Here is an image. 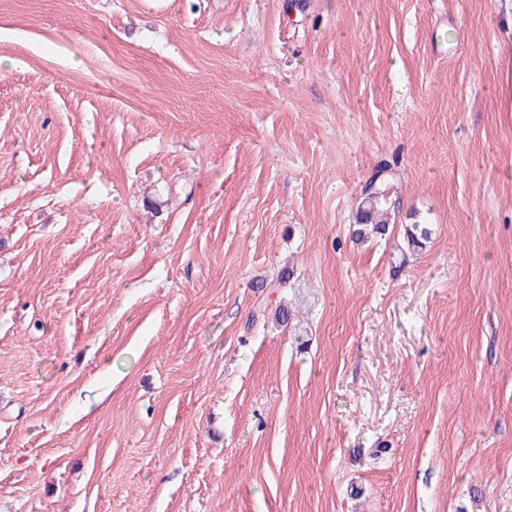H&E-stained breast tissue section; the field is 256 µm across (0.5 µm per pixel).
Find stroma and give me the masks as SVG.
I'll return each instance as SVG.
<instances>
[{"instance_id": "35a3bbf8", "label": "stroma", "mask_w": 512, "mask_h": 512, "mask_svg": "<svg viewBox=\"0 0 512 512\" xmlns=\"http://www.w3.org/2000/svg\"><path fill=\"white\" fill-rule=\"evenodd\" d=\"M510 74L512 0H0V512H512ZM373 179L365 188V197L359 203L356 216V228L352 231L353 241L363 242L373 237H382L389 232L390 214L381 207L382 191Z\"/></svg>"}]
</instances>
